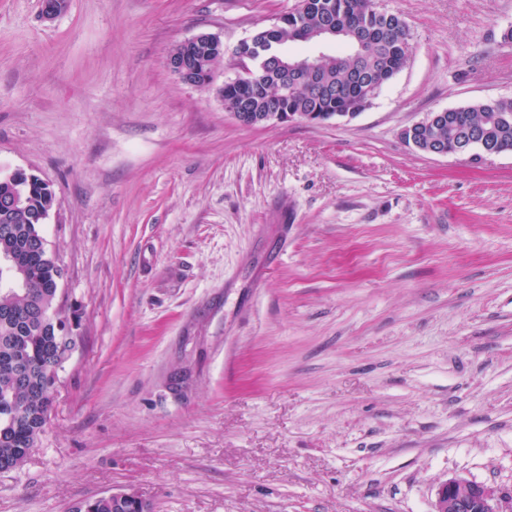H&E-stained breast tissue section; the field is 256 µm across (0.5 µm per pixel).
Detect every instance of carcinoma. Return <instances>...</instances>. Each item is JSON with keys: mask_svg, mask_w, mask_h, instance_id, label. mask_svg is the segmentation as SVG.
<instances>
[{"mask_svg": "<svg viewBox=\"0 0 512 512\" xmlns=\"http://www.w3.org/2000/svg\"><path fill=\"white\" fill-rule=\"evenodd\" d=\"M331 17L344 27L361 30L366 40L362 56L347 37L335 40L344 50L327 56L320 72L292 81L278 70L267 68L256 82L224 83V101L244 100L251 110L262 112H318L322 117H342L362 112L383 86L402 71L411 56L410 32L398 15L377 12L373 0H299V6L282 15L285 23L255 34L259 42L280 45L307 42L311 32ZM417 146L427 149L439 143L452 150L475 138L485 146L512 152V99L478 102L448 110L443 123H423L406 132ZM32 210L14 216L0 213V251H11L28 265V277L0 265V462L13 469L23 466L26 452L37 446L50 420L53 399L47 373L58 371L66 360L56 355L54 283L59 264L49 253L33 247L40 225L33 212L53 206L46 189L31 193ZM127 507L103 495L87 500L82 512H125Z\"/></svg>", "mask_w": 512, "mask_h": 512, "instance_id": "carcinoma-1", "label": "carcinoma"}]
</instances>
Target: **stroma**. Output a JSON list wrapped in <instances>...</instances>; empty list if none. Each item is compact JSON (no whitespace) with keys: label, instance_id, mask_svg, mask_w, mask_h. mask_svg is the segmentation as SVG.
<instances>
[{"label":"stroma","instance_id":"35a3bbf8","mask_svg":"<svg viewBox=\"0 0 512 512\" xmlns=\"http://www.w3.org/2000/svg\"><path fill=\"white\" fill-rule=\"evenodd\" d=\"M298 0H0V170L41 230L77 345L0 512L120 489L154 512H433L512 493V152L402 137L512 98V0H377L410 64L353 119L247 127L219 90ZM218 36L214 83L172 49ZM180 44H177L171 52V54H180H173L168 58V65L170 69L177 74L180 79L188 84L196 86L211 85L212 82L208 76L203 83H197L193 80L192 73L193 71H197L199 68L196 61L197 59L194 56V51H196L197 48L210 47L213 51L217 50L224 55V44L220 38L211 33H200L180 42ZM512 495L499 488L452 477L440 485L434 512H511Z\"/></svg>","mask_w":512,"mask_h":512}]
</instances>
